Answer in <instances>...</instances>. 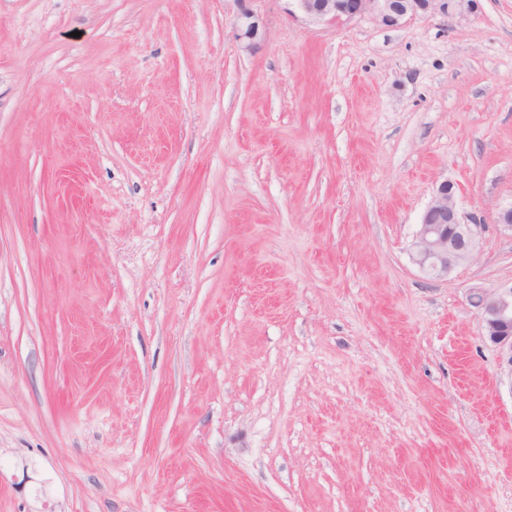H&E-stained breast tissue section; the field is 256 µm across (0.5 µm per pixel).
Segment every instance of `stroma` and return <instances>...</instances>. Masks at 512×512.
Here are the masks:
<instances>
[{"mask_svg": "<svg viewBox=\"0 0 512 512\" xmlns=\"http://www.w3.org/2000/svg\"><path fill=\"white\" fill-rule=\"evenodd\" d=\"M288 8L0 0V512H512V0ZM303 19L313 23L342 24L372 16L379 24L399 27L419 16L440 14L464 19L476 0H289ZM476 224L461 215L455 185L444 180L434 191L415 236L412 261L425 273L441 278L475 257ZM482 336L498 352L500 369L512 379V285L472 295Z\"/></svg>", "mask_w": 512, "mask_h": 512, "instance_id": "stroma-1", "label": "stroma"}]
</instances>
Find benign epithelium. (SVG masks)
I'll use <instances>...</instances> for the list:
<instances>
[{
    "label": "benign epithelium",
    "mask_w": 512,
    "mask_h": 512,
    "mask_svg": "<svg viewBox=\"0 0 512 512\" xmlns=\"http://www.w3.org/2000/svg\"><path fill=\"white\" fill-rule=\"evenodd\" d=\"M303 19L342 24L369 15L379 24L399 27L419 16L440 14L464 19L476 0H290ZM477 248L476 225L461 215L455 185L444 180L434 191L415 236L412 261L425 273L441 278L471 261ZM482 336L498 352L500 369L512 378V286L472 295Z\"/></svg>",
    "instance_id": "7a95c632"
}]
</instances>
